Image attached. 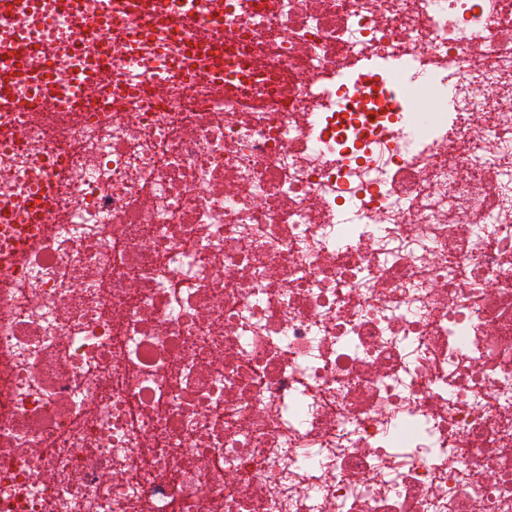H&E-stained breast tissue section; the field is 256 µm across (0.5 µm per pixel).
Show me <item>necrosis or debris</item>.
I'll list each match as a JSON object with an SVG mask.
<instances>
[{
	"instance_id": "4bbe7bcc",
	"label": "necrosis or debris",
	"mask_w": 512,
	"mask_h": 512,
	"mask_svg": "<svg viewBox=\"0 0 512 512\" xmlns=\"http://www.w3.org/2000/svg\"><path fill=\"white\" fill-rule=\"evenodd\" d=\"M137 2L0 22L108 73L0 141V512H512V0Z\"/></svg>"
}]
</instances>
